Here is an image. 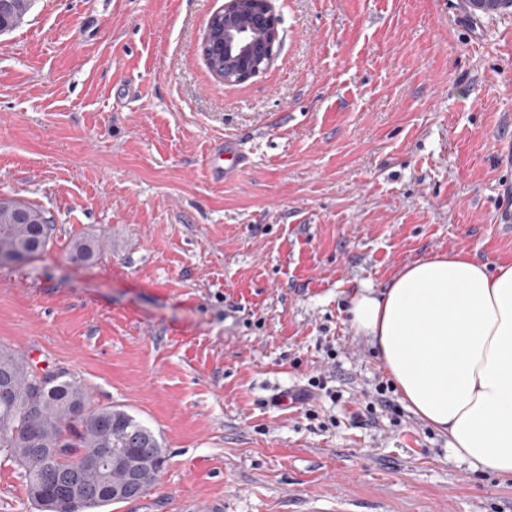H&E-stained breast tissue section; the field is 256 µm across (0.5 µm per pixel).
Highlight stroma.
I'll use <instances>...</instances> for the list:
<instances>
[{"instance_id":"1","label":"stroma","mask_w":512,"mask_h":512,"mask_svg":"<svg viewBox=\"0 0 512 512\" xmlns=\"http://www.w3.org/2000/svg\"><path fill=\"white\" fill-rule=\"evenodd\" d=\"M224 2L35 0L0 33V196L53 226L0 266V347L161 441L154 486L102 512H512L511 475L377 404L347 314L439 252L512 262V8L271 0L273 63L227 85L201 49ZM226 139L248 163L219 179ZM0 512H38L1 456Z\"/></svg>"}]
</instances>
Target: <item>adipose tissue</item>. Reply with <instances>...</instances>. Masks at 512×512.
I'll return each instance as SVG.
<instances>
[{"label": "adipose tissue", "instance_id": "1", "mask_svg": "<svg viewBox=\"0 0 512 512\" xmlns=\"http://www.w3.org/2000/svg\"><path fill=\"white\" fill-rule=\"evenodd\" d=\"M349 324L456 459L512 475V263L462 252L416 261L387 288L355 291Z\"/></svg>", "mask_w": 512, "mask_h": 512}]
</instances>
